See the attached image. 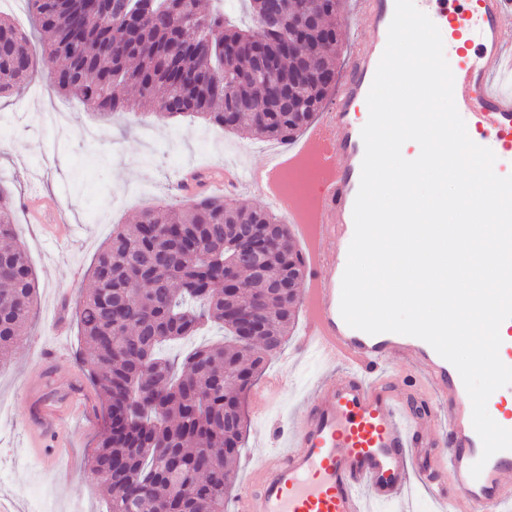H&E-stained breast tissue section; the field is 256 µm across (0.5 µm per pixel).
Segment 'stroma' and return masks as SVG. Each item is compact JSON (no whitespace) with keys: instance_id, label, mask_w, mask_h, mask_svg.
<instances>
[{"instance_id":"stroma-1","label":"stroma","mask_w":512,"mask_h":512,"mask_svg":"<svg viewBox=\"0 0 512 512\" xmlns=\"http://www.w3.org/2000/svg\"><path fill=\"white\" fill-rule=\"evenodd\" d=\"M279 147V142L245 138L196 119H162L146 107L100 117L58 94L46 69L21 95L0 98V183L10 192L8 205L18 210L19 241L39 283L28 333L10 361L0 365V463L10 468L0 483V499L12 501L15 512H26L40 482L54 490V512H106L102 487L88 464L100 441L104 412L90 368L78 357L76 320L66 318L63 330L55 328L61 308L75 306L87 288V271L102 241L113 226L130 223L142 208L161 200L181 204L176 185L183 170L227 164L247 170L263 165L267 153ZM30 199L47 219L65 210L75 233L60 240L33 222L26 210ZM296 341L289 336L241 397L247 431L225 512H237L244 468L257 449L258 433L273 428L286 437L299 400L313 395L323 374L316 361L298 362ZM41 345L59 346L63 352L43 365L36 358ZM284 372L290 386L269 384V377ZM78 383L89 407L81 416L61 420L59 443L69 448L70 459L58 463L39 453L28 424L38 400L61 396Z\"/></svg>"}]
</instances>
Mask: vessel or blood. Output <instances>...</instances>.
Masks as SVG:
<instances>
[{
    "label": "vessel or blood",
    "instance_id": "1",
    "mask_svg": "<svg viewBox=\"0 0 512 512\" xmlns=\"http://www.w3.org/2000/svg\"><path fill=\"white\" fill-rule=\"evenodd\" d=\"M438 7L440 34L452 46L454 100L469 137L496 157L498 175L512 174V0H463L451 12ZM395 0H357L354 24L364 32L351 51L336 102L290 156L317 160L318 192L306 224L299 336L304 354L328 373L314 397L296 406L285 447L262 453L240 512H372L377 503L403 500L414 486L436 512H512V450L482 460L472 423V402L457 369L427 342L398 333L370 335L351 328L340 313L341 281L354 235L364 143L361 112L387 42ZM248 189L235 167L191 168L179 187ZM406 374H396L397 364ZM428 384L423 413L399 399L403 388ZM82 406L76 390L42 403L32 432L41 452L58 455L57 426ZM492 419L512 429V386L492 393ZM483 462L479 477L471 467Z\"/></svg>",
    "mask_w": 512,
    "mask_h": 512
}]
</instances>
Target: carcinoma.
<instances>
[{
	"label": "carcinoma",
	"instance_id": "obj_1",
	"mask_svg": "<svg viewBox=\"0 0 512 512\" xmlns=\"http://www.w3.org/2000/svg\"><path fill=\"white\" fill-rule=\"evenodd\" d=\"M34 33L0 16V97L18 94L46 59L63 62L58 92L98 114L132 111V86L163 119L198 117L239 135L286 141L307 128L336 86L331 19L344 0H249L253 26L224 20L222 0L205 11L199 0H108L92 16L86 0H27ZM143 13L138 36L122 21ZM298 53L283 51L289 31ZM281 75L304 80L269 94L252 54L256 35ZM264 224L272 244L261 251L265 274L236 269L239 286L224 294V268L239 235ZM18 218L0 208V363L20 344L37 302L38 282L18 242ZM305 275L291 225L268 210L219 196L179 207L154 205L121 224L102 245L77 304L81 356L91 367L107 427L91 458L109 512H224L231 468L242 442L239 394L275 355L295 324ZM288 285V293L272 285ZM261 309L263 331L241 334L239 310ZM220 323L224 340L164 356L161 348Z\"/></svg>",
	"mask_w": 512,
	"mask_h": 512
}]
</instances>
